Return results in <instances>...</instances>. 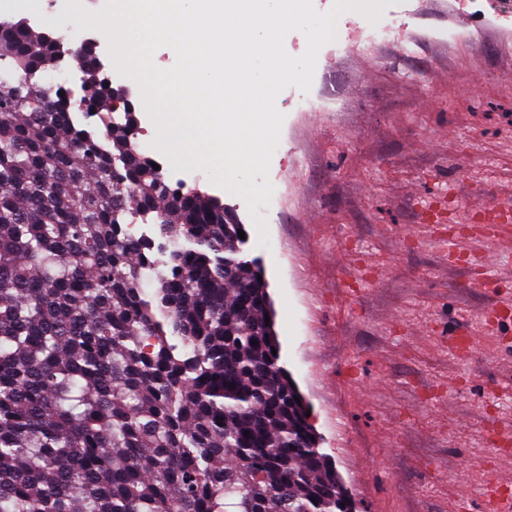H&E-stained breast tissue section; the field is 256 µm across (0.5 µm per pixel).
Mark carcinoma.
<instances>
[{
  "label": "carcinoma",
  "mask_w": 512,
  "mask_h": 512,
  "mask_svg": "<svg viewBox=\"0 0 512 512\" xmlns=\"http://www.w3.org/2000/svg\"><path fill=\"white\" fill-rule=\"evenodd\" d=\"M63 45L0 22V512H352L245 226L137 151L93 47V97L33 83Z\"/></svg>",
  "instance_id": "obj_1"
}]
</instances>
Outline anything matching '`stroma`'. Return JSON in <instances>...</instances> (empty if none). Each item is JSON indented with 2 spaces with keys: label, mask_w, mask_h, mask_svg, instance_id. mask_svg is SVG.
I'll list each match as a JSON object with an SVG mask.
<instances>
[{
  "label": "stroma",
  "mask_w": 512,
  "mask_h": 512,
  "mask_svg": "<svg viewBox=\"0 0 512 512\" xmlns=\"http://www.w3.org/2000/svg\"><path fill=\"white\" fill-rule=\"evenodd\" d=\"M63 6L0 0L38 32L66 31ZM396 6L414 11L413 54L324 45L312 89L335 105L286 113L269 175L287 197L263 212L269 247L240 197L192 171L168 180L201 185L245 225L280 363L356 512H456L465 491L482 512L486 481L512 476V448L486 442L512 419V329L450 352L449 330L496 303L470 285V227L454 229L455 262L403 233L448 216L420 198L489 202L512 183V19L490 9L460 29L456 0Z\"/></svg>",
  "instance_id": "obj_1"
}]
</instances>
